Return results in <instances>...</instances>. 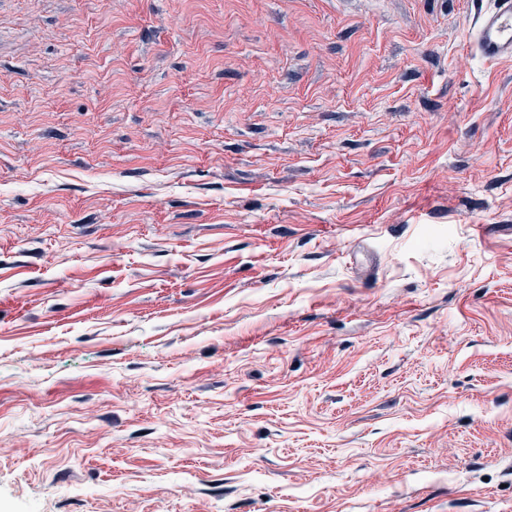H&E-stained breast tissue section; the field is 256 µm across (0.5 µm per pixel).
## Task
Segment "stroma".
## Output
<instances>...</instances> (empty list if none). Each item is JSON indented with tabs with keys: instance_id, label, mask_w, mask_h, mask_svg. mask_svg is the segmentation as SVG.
Returning a JSON list of instances; mask_svg holds the SVG:
<instances>
[{
	"instance_id": "stroma-1",
	"label": "stroma",
	"mask_w": 512,
	"mask_h": 512,
	"mask_svg": "<svg viewBox=\"0 0 512 512\" xmlns=\"http://www.w3.org/2000/svg\"><path fill=\"white\" fill-rule=\"evenodd\" d=\"M473 12L0 0V512H512Z\"/></svg>"
}]
</instances>
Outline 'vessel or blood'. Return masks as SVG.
Wrapping results in <instances>:
<instances>
[{"label": "vessel or blood", "instance_id": "1", "mask_svg": "<svg viewBox=\"0 0 512 512\" xmlns=\"http://www.w3.org/2000/svg\"><path fill=\"white\" fill-rule=\"evenodd\" d=\"M474 53L497 61L512 59V0H490L488 9L478 10L469 30Z\"/></svg>", "mask_w": 512, "mask_h": 512}]
</instances>
